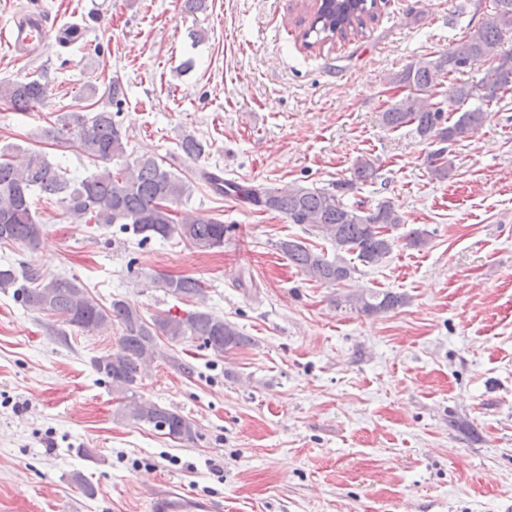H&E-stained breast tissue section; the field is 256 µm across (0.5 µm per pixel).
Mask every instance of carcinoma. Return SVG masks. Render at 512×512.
Returning a JSON list of instances; mask_svg holds the SVG:
<instances>
[{"label":"carcinoma","mask_w":512,"mask_h":512,"mask_svg":"<svg viewBox=\"0 0 512 512\" xmlns=\"http://www.w3.org/2000/svg\"><path fill=\"white\" fill-rule=\"evenodd\" d=\"M372 16L367 0H321L314 18L303 33L306 47L321 45L334 38L345 39L364 26L363 16ZM512 35V0H495L493 17L471 32L457 46L433 59L422 58L409 64L401 82L407 94L395 101L381 119L391 130L415 127L423 140L439 145L429 152L425 163L438 179L448 176L451 162L448 145L483 125L487 117L484 104L512 91V49L502 52L482 80L483 103L469 108L474 98L466 85L454 89L456 119L445 116L431 102L434 87L454 73L484 57L490 48ZM47 86L38 78L0 82V103L25 111L46 104ZM118 113L107 108L93 113L71 112L61 124L45 131V136L60 144H72L95 166V171L80 180L68 177L66 170L51 164L45 154L28 150L17 155L0 149V244L22 245L34 249L43 233L36 219V195L56 196L75 223L119 225V229L139 237V242L167 240L178 236L200 252L224 246L227 227L218 217L204 213L178 215L173 204L190 196L191 185L165 169L156 158L142 155L116 170L106 163L126 156L128 137L116 120ZM356 181L336 183V190L292 185L287 188L245 186L226 181L220 175L201 172V177L217 195L279 212L290 224H305L336 247V257L311 248L301 240L286 239L279 249L306 276L328 285L350 282L356 267L342 253H352L365 264L385 258L395 243L390 231L403 223L399 207L391 200L372 206L363 201L344 202L345 193L377 175L376 163L364 157L357 160ZM161 287L181 299H204L202 283L193 277H160ZM0 291L12 292L25 307L48 312L62 322L83 331H94L114 323L121 328L118 352L93 360L95 370L116 390L128 395L121 409L133 421L159 430L179 441L192 442L198 436L196 425L179 413L155 403L136 400L134 388L150 361L157 339L173 343L198 340L218 357L250 343V339L230 322L207 310L183 316H164L146 320L122 299L105 306L74 278L58 276L44 279L29 269L22 273L12 266L0 267ZM350 308L373 315L404 304V298L390 291L362 289L344 296Z\"/></svg>","instance_id":"cac0c4a2"}]
</instances>
